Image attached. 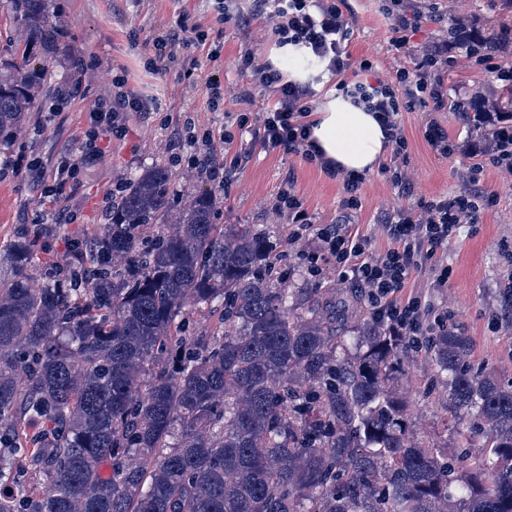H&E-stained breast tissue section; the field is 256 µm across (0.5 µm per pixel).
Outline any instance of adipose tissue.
Here are the masks:
<instances>
[{
  "label": "adipose tissue",
  "mask_w": 512,
  "mask_h": 512,
  "mask_svg": "<svg viewBox=\"0 0 512 512\" xmlns=\"http://www.w3.org/2000/svg\"><path fill=\"white\" fill-rule=\"evenodd\" d=\"M268 60L292 81L318 79L325 83L330 78L326 62L301 45L275 47ZM309 122V142L314 150L346 172L360 175L374 172L390 148L378 114L333 89L315 101Z\"/></svg>",
  "instance_id": "1"
}]
</instances>
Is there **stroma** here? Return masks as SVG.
I'll list each match as a JSON object with an SVG mask.
<instances>
[{"instance_id":"35a3bbf8","label":"stroma","mask_w":512,"mask_h":512,"mask_svg":"<svg viewBox=\"0 0 512 512\" xmlns=\"http://www.w3.org/2000/svg\"><path fill=\"white\" fill-rule=\"evenodd\" d=\"M348 5L354 14V35L349 44L353 58L377 62L378 74L384 79L396 68L410 67V58L392 50L389 25L379 15L375 0H348ZM441 5L444 22L422 23L412 37L417 48L437 42L447 21L458 22L477 14L491 30L507 15L502 0H465L459 10L451 0H442ZM50 11L59 41L68 53L50 66L56 93L39 99L14 143L0 146V241L32 225L46 224L52 232L42 239L41 247L51 259H62L70 240L86 227L109 223L117 184L144 170L162 167L174 176L175 203H182L189 192L211 190L221 200L217 223L254 224L264 229L275 251L282 254L279 270L286 286L339 287L333 267H325L320 276L313 277L295 255L288 253V219L275 215L270 206L284 181L290 179L313 222L331 224L340 212V183L301 156L268 154L253 143H225V128L232 126L247 106L230 94L219 106L210 105L203 87L211 67L205 49L178 51L176 61L162 71L148 67L149 41L186 13L208 32L210 40L223 44L225 83L245 85L248 79L237 71V60L248 49L260 60H267L275 45L271 22L255 19L247 31L219 23L215 0H53ZM17 33L18 21L9 11L8 0H0V66L25 62L32 68L41 67L43 53L25 51L16 41ZM118 75L124 77L127 92L150 103V111L128 113L124 132L100 134L98 160L82 167L77 182L44 196L26 169L28 161L38 160L49 182L59 161L80 160L94 112L115 101L113 80ZM499 86L493 73L470 68L461 58L452 59L448 67L449 98ZM426 119V113L419 110L401 115L409 143L412 195L397 198L381 172L365 177L355 227L373 235L377 248L387 245L374 227L380 208L397 200L413 208L435 195L467 192L470 167L489 150V142L471 122L448 111L440 120L458 150L443 158L423 138ZM206 130L213 136L217 162L228 161L245 150L250 153L247 162L221 187L189 170L190 158L199 150L191 134ZM485 185L496 192V204L485 210L479 223L463 225L438 250L434 262L412 277L406 292L433 305L435 313L446 315L450 326L471 337L472 364L510 375L512 309L504 306L502 296L512 288V182L503 181L490 168L485 173ZM440 263L449 267L448 282L443 286L436 282Z\"/></svg>"}]
</instances>
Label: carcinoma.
Listing matches in <instances>:
<instances>
[{"label": "carcinoma", "instance_id": "carcinoma-1", "mask_svg": "<svg viewBox=\"0 0 512 512\" xmlns=\"http://www.w3.org/2000/svg\"><path fill=\"white\" fill-rule=\"evenodd\" d=\"M9 2L27 45L66 52L50 0ZM448 41L506 51L512 26L477 16ZM47 72H0V144ZM452 110L512 113V80ZM172 182L130 178L63 261L37 253L47 227L0 247V512H512V379L471 365L470 337L441 324L424 341L461 426L451 448L419 435L399 390L406 337L351 288L284 287L264 230L219 227L209 190L174 206Z\"/></svg>", "mask_w": 512, "mask_h": 512}]
</instances>
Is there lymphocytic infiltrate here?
<instances>
[{
    "instance_id": "obj_1",
    "label": "lymphocytic infiltrate",
    "mask_w": 512,
    "mask_h": 512,
    "mask_svg": "<svg viewBox=\"0 0 512 512\" xmlns=\"http://www.w3.org/2000/svg\"><path fill=\"white\" fill-rule=\"evenodd\" d=\"M249 2L244 11L235 0H224L218 7V21L246 28L251 17H265L271 22L278 43L303 44L326 60L338 92L359 98L371 111L381 114L392 146L390 161L383 164L382 172L399 195H408L412 189L406 171L408 141L401 113L417 109L429 112L423 132L426 142L442 157L455 153L457 146L438 119L439 113L448 109V42L443 39L417 51L410 37L422 21L440 19L435 0H377L380 14L390 25L392 47L396 53L413 57L414 65L398 68L390 80L376 82L371 79L376 69L374 62L368 58L352 59L347 50L354 31L347 0ZM183 45L207 46L208 55L215 62L222 56L221 46L209 44L207 32L182 16L165 35L153 39L152 66L166 68L175 57V48ZM238 66L253 76L249 87L239 89V98L251 105L260 97L267 104L256 115H238L237 131L225 133V141L247 136L259 141L265 151L302 155L307 161L317 162L322 171L342 185V211L333 224L313 223L293 189L278 194L280 208L287 210L297 226L291 240H299L304 231L312 235V246L300 252L309 271L317 275L325 265H334L341 281L362 289L371 309L392 333L422 335L421 302L418 297L404 296L406 285L439 248L447 245L460 225L479 222L483 209L495 202V192L439 196L420 203L415 210L398 204L383 209L376 222L387 239V247L382 254H374L371 237L354 230L351 224L353 214L361 208L362 178L331 167L325 159L317 158L308 144L306 117L313 110L317 90L309 83L285 80L280 71L249 50L240 56ZM496 121L498 139L487 162L471 167L472 182H480L489 167L502 178H512V122L501 115Z\"/></svg>"
}]
</instances>
